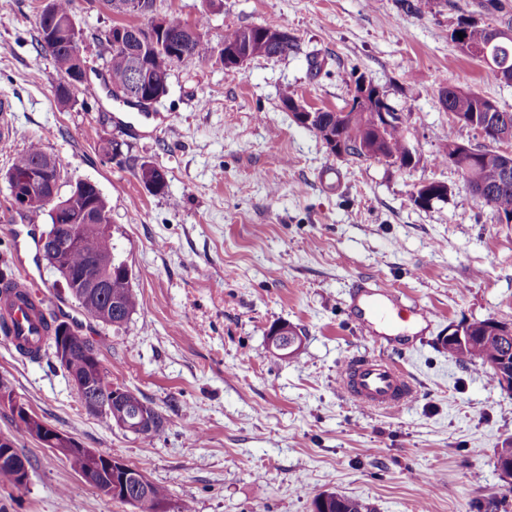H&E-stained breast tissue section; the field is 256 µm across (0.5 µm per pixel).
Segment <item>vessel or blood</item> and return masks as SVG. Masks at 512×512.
<instances>
[{"instance_id":"vessel-or-blood-1","label":"vessel or blood","mask_w":512,"mask_h":512,"mask_svg":"<svg viewBox=\"0 0 512 512\" xmlns=\"http://www.w3.org/2000/svg\"><path fill=\"white\" fill-rule=\"evenodd\" d=\"M350 310L361 332L373 335L377 345L387 348L401 344L400 336L387 331L395 313L388 294L358 284ZM0 315L6 320L0 334L14 347L28 351L41 342L45 334L43 324L26 305L19 303L0 309ZM339 382L345 395L365 409L399 410L415 392L407 369L379 356L349 360L339 373Z\"/></svg>"}]
</instances>
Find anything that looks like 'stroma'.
I'll return each instance as SVG.
<instances>
[{
    "mask_svg": "<svg viewBox=\"0 0 512 512\" xmlns=\"http://www.w3.org/2000/svg\"><path fill=\"white\" fill-rule=\"evenodd\" d=\"M484 2L408 11L402 0H156L157 16L205 19L215 53L175 64L167 95L132 109L104 89L60 101L63 77L34 25L47 0H0V98L12 105L0 112V263L12 277L30 273L48 313L97 343L108 380L168 423L145 440L90 414L52 350L27 358L0 338V379L14 398L165 488L169 512H311L325 491L373 512H512L496 471L512 439V392L442 346L468 322L512 325V224L497 223L440 159L448 137L483 143L453 122L442 87L512 111V85L488 79L450 38L461 19L512 22V0L495 15ZM72 13L89 38L136 21L107 0H73ZM249 25L287 30L298 48L225 70V30ZM360 76L409 113L414 166L336 156L282 103L339 110ZM35 139L60 165V195L86 180L107 201L139 301L121 330L89 320L37 251L16 257L10 227L25 214L4 175ZM109 141L122 159L104 154ZM144 162L164 170V192L141 183ZM422 181L446 184V199L415 205ZM372 278L432 313L412 346L380 350L350 319L352 286ZM283 323L303 333L296 355L267 348ZM380 354L412 375L402 410H363L340 390L344 361ZM0 435L29 460L26 485L0 483V512H137L22 433L5 404Z\"/></svg>",
    "mask_w": 512,
    "mask_h": 512,
    "instance_id": "35a3bbf8",
    "label": "stroma"
}]
</instances>
